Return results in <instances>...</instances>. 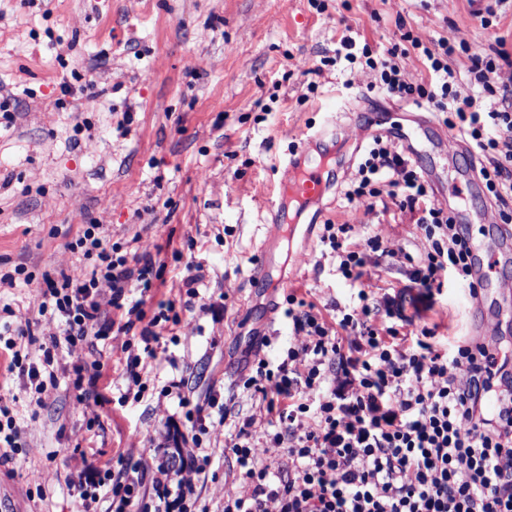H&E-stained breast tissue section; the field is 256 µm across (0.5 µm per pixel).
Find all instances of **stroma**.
<instances>
[{"instance_id": "35a3bbf8", "label": "stroma", "mask_w": 512, "mask_h": 512, "mask_svg": "<svg viewBox=\"0 0 512 512\" xmlns=\"http://www.w3.org/2000/svg\"><path fill=\"white\" fill-rule=\"evenodd\" d=\"M474 11L470 0H0V102L9 103L0 111V271L38 274L78 263L66 245L78 225L100 219L124 249L140 240L160 246L166 268L157 299L173 300L198 327L193 336L162 331L154 357L144 360L141 395L124 374L128 354L142 355L137 340L127 353L119 336L59 349L56 383L41 393L9 372L0 352V403L20 427L14 445L0 443V512H79L85 465L161 456L167 427H188L178 399L161 395L175 376L185 377L191 404L206 405L218 391L241 414L258 412V399L239 386L246 361L257 350L278 362L294 339L271 309L293 293L331 321L359 291L318 239L307 265L290 261L279 270L275 292L252 282L275 168L325 113L403 118L397 100L352 80L336 55L343 31L383 49L407 30L428 42L458 28L470 49L449 64L464 79L472 57L491 54L496 37L512 51V9L490 27ZM419 112L426 126H408L419 164L443 177L449 166L466 167L469 155L451 162L433 148L448 130L444 114L429 104ZM337 143L345 165L326 219L353 225V241L375 235L406 248L407 257L383 258L372 271L373 287L397 292L423 245L397 207L375 216L346 206L343 183L361 160V143L349 131ZM190 263L205 273L192 300L182 284ZM35 295L20 280L0 286V328L33 321L35 341L24 347L33 361L49 331ZM219 300L217 320L205 306ZM416 323L444 338L468 335L474 318L462 285L448 279ZM95 361L108 387L98 406L78 402L70 381L74 366ZM203 445L212 462L196 484V507L222 512L225 490L239 485L235 459L223 432Z\"/></svg>"}]
</instances>
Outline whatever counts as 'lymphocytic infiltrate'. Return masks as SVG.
I'll return each instance as SVG.
<instances>
[{"mask_svg":"<svg viewBox=\"0 0 512 512\" xmlns=\"http://www.w3.org/2000/svg\"><path fill=\"white\" fill-rule=\"evenodd\" d=\"M402 39L380 54L348 34L339 44L367 88L453 112L449 128L481 157L486 193L500 223L511 224L512 53L505 39H498L492 56L474 60L466 85L456 82L448 65L449 55L467 47L463 32L450 30L432 46L408 33ZM412 56L427 78L410 76L406 61ZM481 92L497 97L489 111L473 107ZM432 194L404 149L373 137L345 198L370 215L386 196L408 215L426 243L407 272L415 292L376 295L369 269L380 258L397 257V249L375 236L361 245L351 242L352 225H325L322 241L337 271L359 284V303L340 309L331 324L314 303L289 296L284 315L295 343L277 365L258 359L242 381L243 389L257 394L263 415L227 424L228 408L212 395L207 407L217 410L225 427L224 447L235 457L241 483L225 491L224 512H512V372L494 354L475 348L473 339L442 344L435 329H414L405 313L406 300L431 304L445 273L473 283L468 234ZM66 248L82 253L84 264L24 279L38 287L39 316L57 329L34 363L24 361L17 343L31 326H16L5 348L19 376L41 379L60 348L108 335L113 328L102 320L108 309L121 318L119 334L145 343L158 340L167 322L194 334L192 321L174 315L173 302H158L149 314L143 295L134 297V289L144 294L162 277L150 247L131 252L109 244L96 222L81 225ZM496 375L508 393L494 420L485 402ZM204 408L190 411L193 436L173 435L174 447L188 440L201 447L209 431ZM210 463L207 454L176 467L122 457L118 469H89L77 488L81 512H92L104 496L109 512H170L185 506L194 477Z\"/></svg>","mask_w":512,"mask_h":512,"instance_id":"lymphocytic-infiltrate-1","label":"lymphocytic infiltrate"}]
</instances>
